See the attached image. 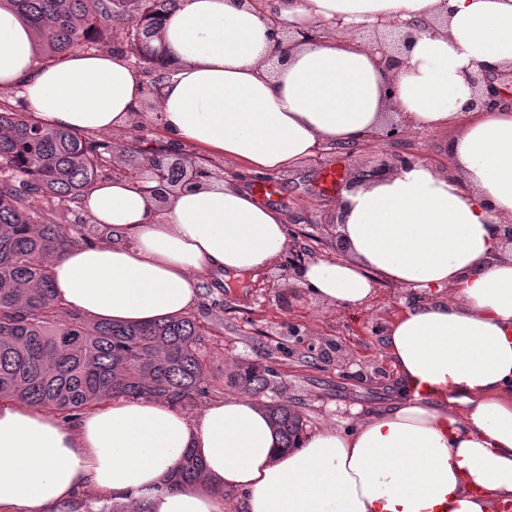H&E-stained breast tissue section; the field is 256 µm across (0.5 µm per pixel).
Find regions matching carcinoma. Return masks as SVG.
I'll return each instance as SVG.
<instances>
[{
    "instance_id": "obj_1",
    "label": "carcinoma",
    "mask_w": 512,
    "mask_h": 512,
    "mask_svg": "<svg viewBox=\"0 0 512 512\" xmlns=\"http://www.w3.org/2000/svg\"><path fill=\"white\" fill-rule=\"evenodd\" d=\"M177 0H0L27 22L46 65L71 48L89 53L112 43L115 18L132 21L125 33L132 54L146 64L163 58L143 24L169 14ZM132 128L125 155L146 166L169 149ZM119 154L112 141L51 127L33 114L0 105V399L38 406L68 422L114 398L157 399L171 405L208 395L201 344L209 326L193 316H165L140 325L101 321L64 309L55 297L52 261L72 247L109 235L107 228L60 224L57 210L82 206L85 194L112 178ZM274 372L246 364L229 384L255 396L273 389ZM265 411L282 447L295 448L304 420L279 398ZM201 462L186 451L174 482H195Z\"/></svg>"
}]
</instances>
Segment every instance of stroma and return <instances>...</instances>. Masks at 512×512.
Returning <instances> with one entry per match:
<instances>
[{
    "instance_id": "35a3bbf8",
    "label": "stroma",
    "mask_w": 512,
    "mask_h": 512,
    "mask_svg": "<svg viewBox=\"0 0 512 512\" xmlns=\"http://www.w3.org/2000/svg\"><path fill=\"white\" fill-rule=\"evenodd\" d=\"M448 139L445 132L416 131L364 149L320 152L288 174L270 176L276 191L267 201L288 215L293 248L305 249L312 259L336 257L337 192L324 188L325 172L334 170L345 182L380 160L407 154L444 164ZM411 297V291L381 280L365 305L339 310L289 279L284 259L260 279L232 277L221 289H203L193 313L216 315L202 344L210 393L182 410L194 416L210 402L235 395L228 377L247 363L274 370L278 395L296 406L310 431L338 421L351 425L389 408L399 394L384 336Z\"/></svg>"
}]
</instances>
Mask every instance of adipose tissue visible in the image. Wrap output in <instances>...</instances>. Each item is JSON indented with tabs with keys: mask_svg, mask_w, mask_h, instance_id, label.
Returning a JSON list of instances; mask_svg holds the SVG:
<instances>
[{
	"mask_svg": "<svg viewBox=\"0 0 512 512\" xmlns=\"http://www.w3.org/2000/svg\"><path fill=\"white\" fill-rule=\"evenodd\" d=\"M292 39L275 48L250 0H179L155 41L176 68L156 100L167 142L250 173H283L324 148L380 133L387 115L446 131L448 163L364 177L336 197L346 255L305 263L300 282L339 309L377 277L411 289L385 349L401 399L351 430L325 426L281 448L256 402L230 396L195 416L152 400L112 401L74 424L0 401V512H70L78 489L145 512H499L512 504V106L475 105L471 74L512 70V0H287ZM424 29L384 62L367 26ZM142 85L121 51L71 49L38 62L33 32L0 8V89L41 121L121 134ZM110 242L52 264L68 309L124 324L196 307L200 288L258 275L289 246L283 211L228 174L165 198L118 174L83 202ZM202 480L164 483L185 452Z\"/></svg>",
	"mask_w": 512,
	"mask_h": 512,
	"instance_id": "obj_1",
	"label": "adipose tissue"
}]
</instances>
